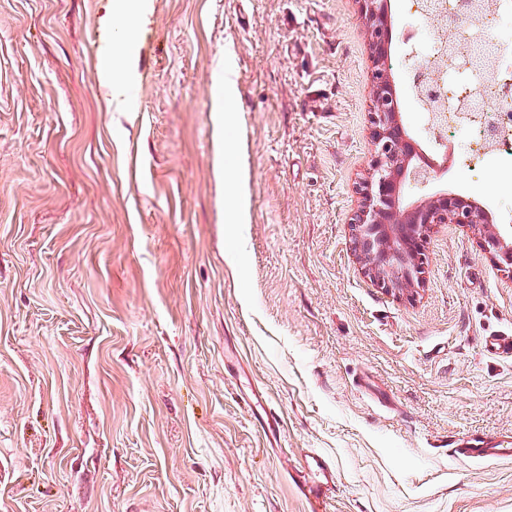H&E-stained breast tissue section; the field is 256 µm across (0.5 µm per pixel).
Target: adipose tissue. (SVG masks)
I'll return each mask as SVG.
<instances>
[{
    "instance_id": "adipose-tissue-1",
    "label": "adipose tissue",
    "mask_w": 512,
    "mask_h": 512,
    "mask_svg": "<svg viewBox=\"0 0 512 512\" xmlns=\"http://www.w3.org/2000/svg\"><path fill=\"white\" fill-rule=\"evenodd\" d=\"M149 0H112L110 29L122 30V40L114 42L111 53L104 63L100 79L112 91L115 110H123L125 94L135 82L134 46L135 27L145 13ZM220 166L224 175V221L228 224H242L247 220V199L245 178L234 172L230 158H223Z\"/></svg>"
}]
</instances>
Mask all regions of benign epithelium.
Returning <instances> with one entry per match:
<instances>
[{"instance_id": "benign-epithelium-1", "label": "benign epithelium", "mask_w": 512, "mask_h": 512, "mask_svg": "<svg viewBox=\"0 0 512 512\" xmlns=\"http://www.w3.org/2000/svg\"><path fill=\"white\" fill-rule=\"evenodd\" d=\"M367 24L376 70L371 88L374 155L368 176L358 188L362 197L354 219L357 249L365 272L385 289L412 288L420 283L424 255L421 242L433 224H467L478 231L481 247L498 264L512 270V244L495 224L491 212L462 195L436 192L407 204L403 188L430 181L448 168L425 166L428 154L404 129L390 53L391 0H358Z\"/></svg>"}]
</instances>
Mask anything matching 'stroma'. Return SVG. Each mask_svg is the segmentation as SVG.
<instances>
[{"label":"stroma","mask_w":512,"mask_h":512,"mask_svg":"<svg viewBox=\"0 0 512 512\" xmlns=\"http://www.w3.org/2000/svg\"><path fill=\"white\" fill-rule=\"evenodd\" d=\"M403 123L426 125L392 0ZM108 0H0V512H306L290 480L334 464L329 512H512V271L477 230L433 225L424 273L385 290L353 244L373 154L357 0H150L138 82L99 78ZM232 50L224 221L212 122ZM409 186L512 225V164ZM278 422L269 434L266 419ZM234 70L230 60L224 58V97L217 100L212 109L214 123L224 130V158L220 166L224 175V221L228 224H244L247 220V199L245 192V178L236 174L232 168V130L233 112L235 108V81ZM472 441L464 447L458 448V453L475 460H501L512 457V442L508 447H502L497 438L484 437Z\"/></svg>","instance_id":"1"}]
</instances>
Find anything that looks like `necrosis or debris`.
Instances as JSON below:
<instances>
[{
	"label": "necrosis or debris",
	"instance_id": "obj_1",
	"mask_svg": "<svg viewBox=\"0 0 512 512\" xmlns=\"http://www.w3.org/2000/svg\"><path fill=\"white\" fill-rule=\"evenodd\" d=\"M436 0L425 21L432 32L424 46L435 76L442 155L455 160V140H475L483 155L512 157V42L497 30L512 21V0Z\"/></svg>",
	"mask_w": 512,
	"mask_h": 512
}]
</instances>
